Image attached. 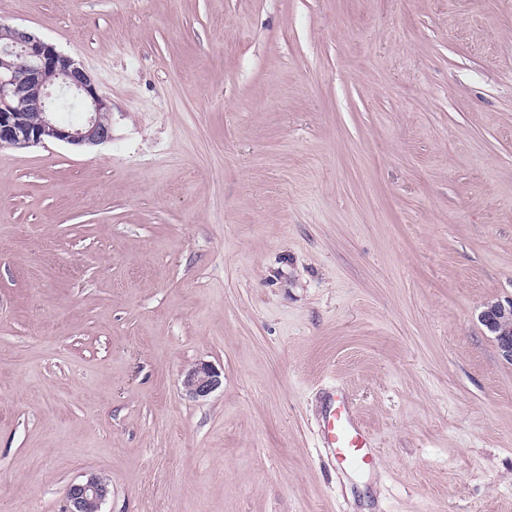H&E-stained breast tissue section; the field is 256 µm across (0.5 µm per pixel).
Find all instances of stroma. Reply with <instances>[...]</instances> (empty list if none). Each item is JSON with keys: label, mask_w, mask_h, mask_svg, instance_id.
<instances>
[{"label": "stroma", "mask_w": 512, "mask_h": 512, "mask_svg": "<svg viewBox=\"0 0 512 512\" xmlns=\"http://www.w3.org/2000/svg\"><path fill=\"white\" fill-rule=\"evenodd\" d=\"M112 139L0 148V512H512V0H0ZM212 364L222 385L186 394ZM344 390L377 450L339 470ZM480 320L493 335L502 357L512 362V302L507 306L501 303L487 304ZM221 384L220 373L207 363H197L184 373L183 386L193 398L207 397ZM320 437L323 448L340 469H366L376 458L371 440L353 416L342 390L330 396L322 416ZM107 494L108 484L103 477L91 476L86 481L72 483L66 491L67 512H101Z\"/></svg>", "instance_id": "1"}]
</instances>
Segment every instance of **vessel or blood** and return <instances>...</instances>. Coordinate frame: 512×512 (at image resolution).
I'll return each instance as SVG.
<instances>
[{
    "instance_id": "obj_1",
    "label": "vessel or blood",
    "mask_w": 512,
    "mask_h": 512,
    "mask_svg": "<svg viewBox=\"0 0 512 512\" xmlns=\"http://www.w3.org/2000/svg\"><path fill=\"white\" fill-rule=\"evenodd\" d=\"M320 437L339 468L361 470L370 467L375 458L371 440L353 416L343 391L331 395L322 417Z\"/></svg>"
}]
</instances>
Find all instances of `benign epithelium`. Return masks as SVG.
<instances>
[{
	"label": "benign epithelium",
	"mask_w": 512,
	"mask_h": 512,
	"mask_svg": "<svg viewBox=\"0 0 512 512\" xmlns=\"http://www.w3.org/2000/svg\"><path fill=\"white\" fill-rule=\"evenodd\" d=\"M61 94L81 104L85 112L81 123L64 124L57 119L53 102ZM33 96L39 119L27 124L19 113L28 111ZM111 139V107L91 76L54 44L26 29L0 23V147L26 148L47 141L83 147ZM480 320L502 357L512 362V303L486 305ZM221 384L220 373L207 363H197L184 373L183 386L194 398L210 395ZM107 494V481L99 476L72 483L66 491L67 512H101Z\"/></svg>",
	"instance_id": "7a95c632"
}]
</instances>
